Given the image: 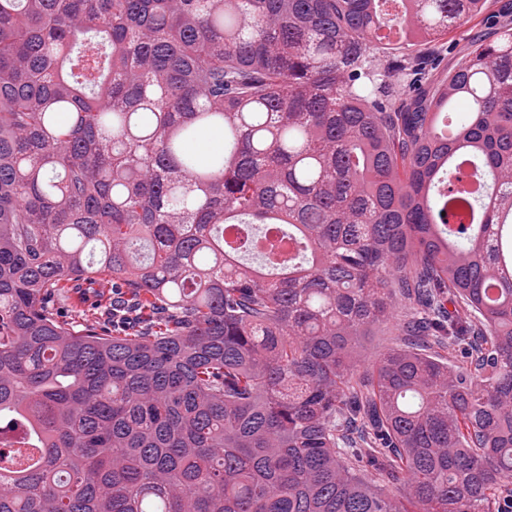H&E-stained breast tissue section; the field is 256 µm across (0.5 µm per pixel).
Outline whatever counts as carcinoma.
<instances>
[{
  "label": "carcinoma",
  "mask_w": 512,
  "mask_h": 512,
  "mask_svg": "<svg viewBox=\"0 0 512 512\" xmlns=\"http://www.w3.org/2000/svg\"><path fill=\"white\" fill-rule=\"evenodd\" d=\"M386 3L0 0V512H512V5ZM402 312L403 309L400 308L389 324L372 329L369 336L360 337L356 349L361 366H369L385 348L403 344L405 336Z\"/></svg>",
  "instance_id": "1"
}]
</instances>
